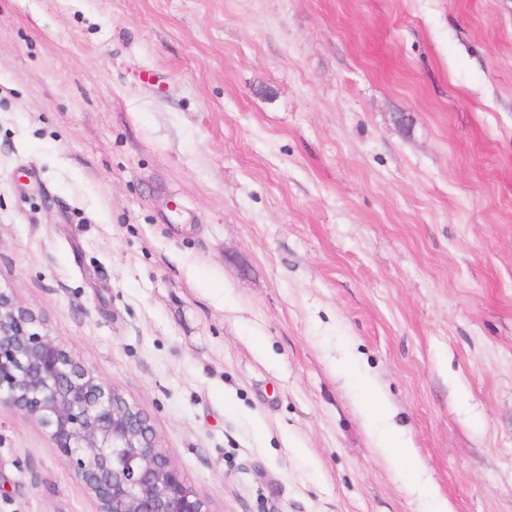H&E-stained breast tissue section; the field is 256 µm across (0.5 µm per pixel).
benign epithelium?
I'll return each instance as SVG.
<instances>
[{
    "label": "benign epithelium",
    "instance_id": "1",
    "mask_svg": "<svg viewBox=\"0 0 512 512\" xmlns=\"http://www.w3.org/2000/svg\"><path fill=\"white\" fill-rule=\"evenodd\" d=\"M0 290V405L39 419L96 512H208L147 417Z\"/></svg>",
    "mask_w": 512,
    "mask_h": 512
}]
</instances>
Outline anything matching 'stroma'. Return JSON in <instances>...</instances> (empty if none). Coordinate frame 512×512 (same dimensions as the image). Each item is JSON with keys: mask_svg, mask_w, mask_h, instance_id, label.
Instances as JSON below:
<instances>
[{"mask_svg": "<svg viewBox=\"0 0 512 512\" xmlns=\"http://www.w3.org/2000/svg\"><path fill=\"white\" fill-rule=\"evenodd\" d=\"M0 288L211 512H512V0H0ZM378 410L382 414V419L386 426L385 430L388 435L380 436L377 439L378 448H384L386 454L392 459H399L407 464L414 465L415 460L410 448L396 446L389 438L391 435L395 434L396 427L392 422L393 415L388 405L384 402L382 407L380 405L378 406Z\"/></svg>", "mask_w": 512, "mask_h": 512, "instance_id": "stroma-1", "label": "stroma"}]
</instances>
